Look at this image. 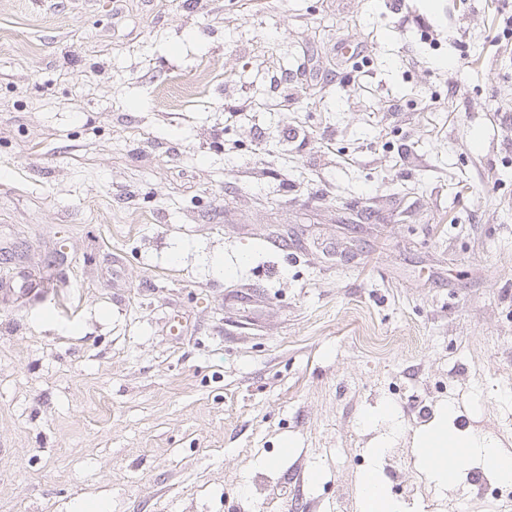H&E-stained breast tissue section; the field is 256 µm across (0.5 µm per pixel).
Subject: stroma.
Listing matches in <instances>:
<instances>
[{
  "instance_id": "35a3bbf8",
  "label": "stroma",
  "mask_w": 512,
  "mask_h": 512,
  "mask_svg": "<svg viewBox=\"0 0 512 512\" xmlns=\"http://www.w3.org/2000/svg\"><path fill=\"white\" fill-rule=\"evenodd\" d=\"M505 14L0 0V512H495L411 440L512 451ZM450 410L444 409L440 416L413 437L412 447L429 448L427 452L417 454V458L427 474L438 485L447 488L453 480H448V467L440 451L448 448L447 458L451 467H459L465 461V452L461 448L448 447V444L467 448V457L474 463L493 471L505 481L512 480V461L491 442L475 438L468 434L455 433L448 426ZM362 512H401L390 503L383 494L382 484L376 475L369 476L361 482L359 488Z\"/></svg>"
}]
</instances>
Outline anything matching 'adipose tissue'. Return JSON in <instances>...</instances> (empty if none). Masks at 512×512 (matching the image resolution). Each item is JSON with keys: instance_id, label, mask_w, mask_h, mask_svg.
Returning a JSON list of instances; mask_svg holds the SVG:
<instances>
[{"instance_id": "obj_1", "label": "adipose tissue", "mask_w": 512, "mask_h": 512, "mask_svg": "<svg viewBox=\"0 0 512 512\" xmlns=\"http://www.w3.org/2000/svg\"><path fill=\"white\" fill-rule=\"evenodd\" d=\"M451 444L466 448L472 462L493 471L499 478L512 480V455L493 443L454 432L448 425L447 414L443 413L412 440L413 447L420 450L421 466L438 485L445 487L449 484L448 467L441 451Z\"/></svg>"}]
</instances>
